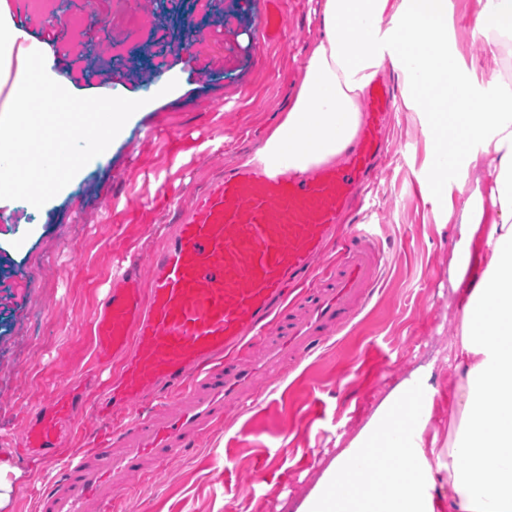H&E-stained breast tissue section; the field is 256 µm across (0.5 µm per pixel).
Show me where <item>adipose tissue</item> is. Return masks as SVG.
Returning a JSON list of instances; mask_svg holds the SVG:
<instances>
[{"label":"adipose tissue","instance_id":"1","mask_svg":"<svg viewBox=\"0 0 512 512\" xmlns=\"http://www.w3.org/2000/svg\"><path fill=\"white\" fill-rule=\"evenodd\" d=\"M470 36L512 48V0H478ZM319 34L290 103L254 154L294 172L335 161L361 122L360 103L384 64L419 102L435 139L428 169L439 196L458 169L482 171L458 222L483 235L454 262L464 284L448 364V439L429 429L436 388L415 372L399 382L324 468L296 512H512V75L486 91L480 59L448 39V0H317ZM471 150H463V143Z\"/></svg>","mask_w":512,"mask_h":512}]
</instances>
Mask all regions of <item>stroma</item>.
<instances>
[{"instance_id":"35a3bbf8","label":"stroma","mask_w":512,"mask_h":512,"mask_svg":"<svg viewBox=\"0 0 512 512\" xmlns=\"http://www.w3.org/2000/svg\"><path fill=\"white\" fill-rule=\"evenodd\" d=\"M7 2L11 16L27 20L26 41L39 42L51 71L69 78L70 93L144 102L107 159L85 165L43 207L0 201V458L23 471L13 512H38L54 470L19 453L31 410L119 369L94 359L114 272L135 258L147 262L177 209L264 140L288 107L318 27L310 0H288L272 39L258 35L268 0H211L207 12L190 0H130L147 17L177 11L189 24L171 30L162 65L117 67L98 29L87 33L95 55L80 57L48 38L29 0ZM478 10L477 0H450L448 34L464 55L481 58L489 77L505 55L471 41ZM165 76L177 86L164 94ZM388 146L373 202L354 217L372 225L384 255L366 309L285 377L259 378L253 403L154 469L119 512H294L383 397L431 363L439 388L432 429L447 440L454 378L439 359L457 334L449 262L468 242L446 223L447 200L426 187V117L393 109Z\"/></svg>"}]
</instances>
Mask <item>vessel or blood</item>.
<instances>
[{
	"label": "vessel or blood",
	"mask_w": 512,
	"mask_h": 512,
	"mask_svg": "<svg viewBox=\"0 0 512 512\" xmlns=\"http://www.w3.org/2000/svg\"><path fill=\"white\" fill-rule=\"evenodd\" d=\"M392 100L388 83L373 82L366 121L335 164L225 169L150 256L148 278L115 275L95 334L100 361L125 355L123 379L95 448L61 451L85 404L30 415L26 449L59 469L39 512H112L116 476L147 478L245 407L261 372L313 355L359 316L381 255L371 225L339 217L368 199Z\"/></svg>",
	"instance_id": "b4317fda"
}]
</instances>
